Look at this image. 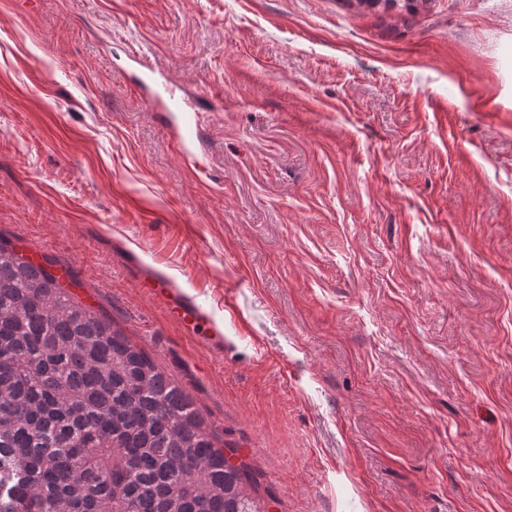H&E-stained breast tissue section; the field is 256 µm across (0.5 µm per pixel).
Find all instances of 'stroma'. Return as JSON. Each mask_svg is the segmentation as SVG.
<instances>
[{"instance_id": "35a3bbf8", "label": "stroma", "mask_w": 512, "mask_h": 512, "mask_svg": "<svg viewBox=\"0 0 512 512\" xmlns=\"http://www.w3.org/2000/svg\"><path fill=\"white\" fill-rule=\"evenodd\" d=\"M0 240L269 512H512V0H0ZM350 6L357 5L358 7H365L367 9L382 10L387 12L395 7L400 6L404 8L409 14L417 13L421 8H424L430 0H344ZM147 283L153 286L154 295L166 302L167 310L172 317L192 326L199 335L197 337L211 347L223 350L224 333L215 327L212 314L198 304L192 295L178 288L168 278L154 277Z\"/></svg>"}]
</instances>
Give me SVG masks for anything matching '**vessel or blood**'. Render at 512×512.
<instances>
[{"label": "vessel or blood", "instance_id": "1", "mask_svg": "<svg viewBox=\"0 0 512 512\" xmlns=\"http://www.w3.org/2000/svg\"><path fill=\"white\" fill-rule=\"evenodd\" d=\"M153 293L165 301L169 314L193 327L200 339L215 349H223L224 334L215 326L212 314L189 293L170 279L156 277L151 281Z\"/></svg>", "mask_w": 512, "mask_h": 512}]
</instances>
